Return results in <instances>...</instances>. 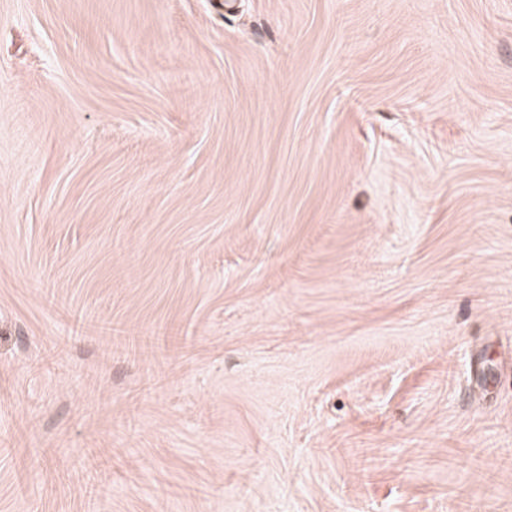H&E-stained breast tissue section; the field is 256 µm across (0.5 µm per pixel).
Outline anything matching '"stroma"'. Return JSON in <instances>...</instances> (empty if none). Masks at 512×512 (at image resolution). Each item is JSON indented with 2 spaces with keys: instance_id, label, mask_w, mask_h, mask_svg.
I'll return each mask as SVG.
<instances>
[{
  "instance_id": "35a3bbf8",
  "label": "stroma",
  "mask_w": 512,
  "mask_h": 512,
  "mask_svg": "<svg viewBox=\"0 0 512 512\" xmlns=\"http://www.w3.org/2000/svg\"><path fill=\"white\" fill-rule=\"evenodd\" d=\"M0 512H512V0H0Z\"/></svg>"
}]
</instances>
